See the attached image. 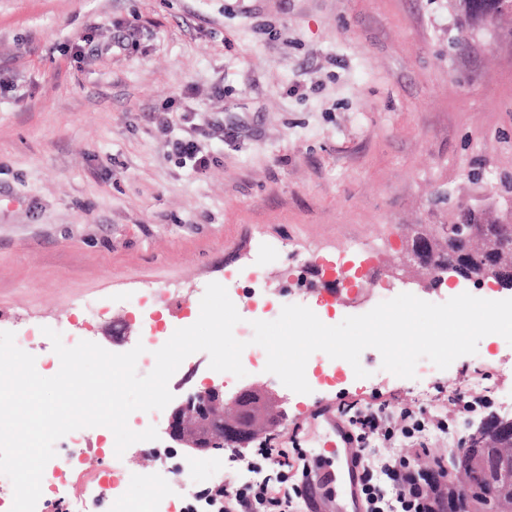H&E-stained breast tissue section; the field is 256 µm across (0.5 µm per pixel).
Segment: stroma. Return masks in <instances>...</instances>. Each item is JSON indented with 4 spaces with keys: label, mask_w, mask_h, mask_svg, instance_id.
I'll return each mask as SVG.
<instances>
[{
    "label": "stroma",
    "mask_w": 512,
    "mask_h": 512,
    "mask_svg": "<svg viewBox=\"0 0 512 512\" xmlns=\"http://www.w3.org/2000/svg\"><path fill=\"white\" fill-rule=\"evenodd\" d=\"M185 139L208 156L204 173L176 150ZM505 173L512 26H466L451 0H0V331L27 337L45 367L44 328L124 353L144 318L169 336L188 323L212 282L235 301L237 336L289 304L325 307L335 325L385 294H487L390 270L399 238L450 220L436 194L505 215ZM340 280L353 295L335 294ZM136 296L144 308L128 306ZM209 363L182 362L174 400L209 385L270 392L287 413L273 448L293 435L328 453L326 414L389 403L447 414L451 433L430 448L449 456L488 415L512 417V344L499 335L445 370L420 360L411 379L373 348L364 378L318 351L307 394L261 362L242 378ZM475 378L490 409L457 413L452 398ZM169 415L120 466L158 474L155 498L189 467L174 510L185 512L196 491L245 471L225 448L172 447ZM104 442L86 429L79 474L43 495V512H111L91 491Z\"/></svg>",
    "instance_id": "stroma-1"
}]
</instances>
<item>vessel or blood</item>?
I'll return each mask as SVG.
<instances>
[{
  "instance_id": "obj_1",
  "label": "vessel or blood",
  "mask_w": 512,
  "mask_h": 512,
  "mask_svg": "<svg viewBox=\"0 0 512 512\" xmlns=\"http://www.w3.org/2000/svg\"><path fill=\"white\" fill-rule=\"evenodd\" d=\"M329 445L332 456L305 457L308 472L299 483L302 512H323L328 504L334 512H365L361 452L355 434L343 420H334Z\"/></svg>"
}]
</instances>
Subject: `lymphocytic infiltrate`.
I'll list each match as a JSON object with an SVG mask.
<instances>
[{"label": "lymphocytic infiltrate", "mask_w": 512, "mask_h": 512, "mask_svg": "<svg viewBox=\"0 0 512 512\" xmlns=\"http://www.w3.org/2000/svg\"><path fill=\"white\" fill-rule=\"evenodd\" d=\"M360 448L371 440L392 446L408 442L405 453L376 454L363 460L366 512H448V467L443 460L423 467L430 439L448 434L447 417L409 405H382L348 420ZM195 500L204 512H301L297 492L267 479H247L234 486L208 487Z\"/></svg>", "instance_id": "f902f5d3"}]
</instances>
